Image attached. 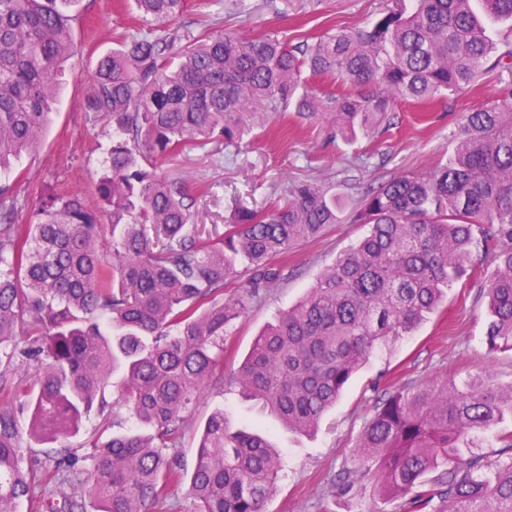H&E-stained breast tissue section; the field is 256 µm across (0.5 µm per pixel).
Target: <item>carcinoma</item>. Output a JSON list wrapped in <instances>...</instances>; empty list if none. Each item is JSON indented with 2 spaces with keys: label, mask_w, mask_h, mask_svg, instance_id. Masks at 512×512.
Returning <instances> with one entry per match:
<instances>
[{
  "label": "carcinoma",
  "mask_w": 512,
  "mask_h": 512,
  "mask_svg": "<svg viewBox=\"0 0 512 512\" xmlns=\"http://www.w3.org/2000/svg\"><path fill=\"white\" fill-rule=\"evenodd\" d=\"M80 0H0V172L36 149L76 52ZM184 0H137L142 27L102 56L86 111L112 123V149L95 201L46 188L25 224L0 207V512L42 499V512H166L182 482L179 448L204 390L224 380V332L279 280L271 260L339 222L334 194L302 185L264 208L236 207L217 237L192 224L196 199L160 164L191 144L240 137L235 115L294 101L332 114L336 129L374 135L404 100L424 107L497 68L512 70L490 25L512 21V0H386L366 27L314 42L275 32L244 42L208 32L170 56V22ZM350 87L317 94L303 73ZM110 217L122 227L100 247ZM351 221L369 232L340 253L310 292L256 337L234 371L243 398L282 427L316 429L351 376L389 340L411 334L448 288L493 250L485 282L490 349L512 351V84L463 117L448 157L424 175H401L360 198ZM249 287L224 297L239 262ZM37 363L31 389L10 381L14 360ZM132 426L92 438L90 467L64 447L31 456L30 442L64 439L96 414L110 424L107 387ZM30 413L29 427L17 412ZM512 419V387L488 372L459 386L406 383L378 406L342 473L350 495L366 476L377 499L402 512H512V432L494 455L480 434ZM283 461L264 431L233 426L224 408L206 418L188 495L196 512H265Z\"/></svg>",
  "instance_id": "carcinoma-1"
}]
</instances>
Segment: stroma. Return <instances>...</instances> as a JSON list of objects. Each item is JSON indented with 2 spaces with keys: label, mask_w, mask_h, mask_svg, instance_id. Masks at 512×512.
<instances>
[{
  "label": "stroma",
  "mask_w": 512,
  "mask_h": 512,
  "mask_svg": "<svg viewBox=\"0 0 512 512\" xmlns=\"http://www.w3.org/2000/svg\"><path fill=\"white\" fill-rule=\"evenodd\" d=\"M247 17L225 19L224 0H184L174 26L176 49H184L208 29L231 28L243 40L279 31L299 41L319 37L337 26H363L385 7V0H253ZM73 23L77 55L67 67L63 90L53 106L51 123L38 147L25 155L11 180L18 204L30 210L45 187L92 197L102 172L104 151L112 140L110 124L85 110L100 57L115 48V36L138 24L135 0H80ZM512 73L493 71L475 88L449 103L424 112L399 103L387 132L347 142L333 127L306 120L289 109L267 112L243 125L240 146L221 142L191 145L163 163L164 173L183 178L197 196L193 221L223 229L237 204L263 207L285 200L296 186L310 183L343 198L347 207L339 224L314 241L295 246L276 260L280 279L224 336V368L233 370L249 352L260 331L281 311L296 303L318 275L367 231L350 221L348 210L368 190L405 172L433 169L448 151L465 112L491 99ZM494 268L483 258L481 273L463 277L448 290L438 309L412 334L391 341L372 355L349 381L341 399L313 435L275 425L241 399L230 382L211 385L202 394L194 423L202 425L218 406L249 429L271 427L286 462V472L267 500L266 512H358L367 506L375 483L362 481L355 495H339V473L355 464V450L381 399L406 382L464 384L477 370L491 373L504 388L512 386V351L489 350L486 342L484 276ZM183 438L180 459L192 470L196 433Z\"/></svg>",
  "instance_id": "1"
}]
</instances>
